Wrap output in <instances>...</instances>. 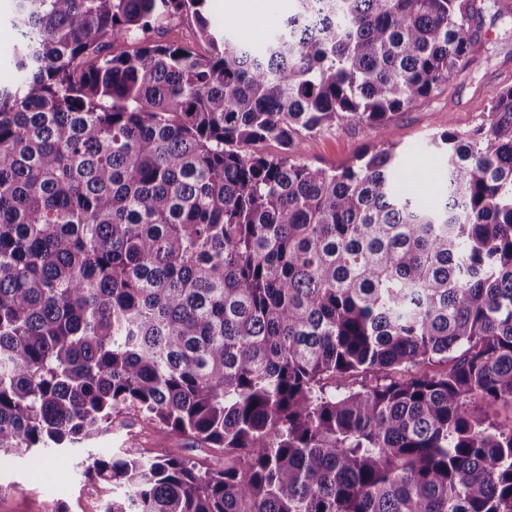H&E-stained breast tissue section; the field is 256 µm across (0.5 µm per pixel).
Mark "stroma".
Segmentation results:
<instances>
[{
  "mask_svg": "<svg viewBox=\"0 0 512 512\" xmlns=\"http://www.w3.org/2000/svg\"><path fill=\"white\" fill-rule=\"evenodd\" d=\"M478 22L475 61L433 99L398 113L391 125V139L402 150L409 177L439 175L437 161L426 146L434 132L466 133L486 115L490 94L512 86V0H483ZM295 161L330 169L350 164L378 145L375 131L340 123L314 133L298 135ZM128 428L101 436L95 445L112 451L136 440L145 458L166 455L204 457L213 466L224 463L221 452L164 435L151 425L129 416ZM82 451L50 449L37 458L10 457L0 468V512H104L120 488L88 482L83 475Z\"/></svg>",
  "mask_w": 512,
  "mask_h": 512,
  "instance_id": "obj_1",
  "label": "stroma"
}]
</instances>
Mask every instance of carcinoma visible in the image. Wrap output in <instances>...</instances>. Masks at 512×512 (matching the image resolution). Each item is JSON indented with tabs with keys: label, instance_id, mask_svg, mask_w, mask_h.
Listing matches in <instances>:
<instances>
[{
	"label": "carcinoma",
	"instance_id": "cac0c4a2",
	"mask_svg": "<svg viewBox=\"0 0 512 512\" xmlns=\"http://www.w3.org/2000/svg\"><path fill=\"white\" fill-rule=\"evenodd\" d=\"M12 2L0 453L130 410L224 465L91 454L105 512H512V86L432 138L431 204L390 141L474 60L478 0H297L261 49L206 0ZM175 13L208 54L152 39ZM343 120L382 148L246 150Z\"/></svg>",
	"mask_w": 512,
	"mask_h": 512
}]
</instances>
